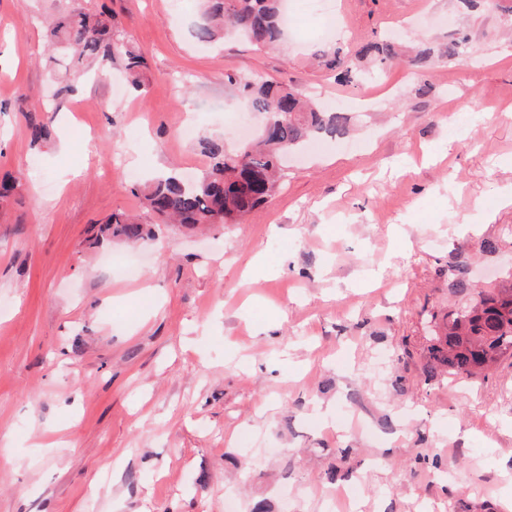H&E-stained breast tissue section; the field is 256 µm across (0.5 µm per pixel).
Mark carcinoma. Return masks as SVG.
Wrapping results in <instances>:
<instances>
[{"mask_svg": "<svg viewBox=\"0 0 512 512\" xmlns=\"http://www.w3.org/2000/svg\"><path fill=\"white\" fill-rule=\"evenodd\" d=\"M203 7L194 35L201 43L218 44L234 32L259 49L276 45L283 36L282 0H202ZM50 57L64 75L54 79V97L70 94L74 83L87 75L94 62H120L129 85L142 86L144 57L124 44L110 24L84 11L55 17L46 29ZM393 35L365 43L359 55L382 60L396 55ZM473 46L467 37L451 42L449 57H467ZM316 56L322 65L336 72V79L351 82L355 68L332 41L324 43ZM238 96L251 111L265 115L261 136L229 153L224 137L202 141L209 166L188 182L174 172L164 173L137 186V195L150 224L139 217L118 212L105 222L104 231L114 238L137 242L156 236L159 224H181L188 229L199 225L238 224L265 203L282 177V158L306 146L311 138H336L348 132L344 112L320 108L298 92L259 77L229 75ZM31 143L51 137L43 113H25ZM448 285L464 302L450 319L435 324V343L429 349L428 367L443 366L448 376L466 381L486 373L505 359H512V282L480 288L457 277L448 267Z\"/></svg>", "mask_w": 512, "mask_h": 512, "instance_id": "carcinoma-1", "label": "carcinoma"}]
</instances>
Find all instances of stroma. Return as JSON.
Segmentation results:
<instances>
[{
    "instance_id": "stroma-1",
    "label": "stroma",
    "mask_w": 512,
    "mask_h": 512,
    "mask_svg": "<svg viewBox=\"0 0 512 512\" xmlns=\"http://www.w3.org/2000/svg\"><path fill=\"white\" fill-rule=\"evenodd\" d=\"M332 3L343 51L399 28L400 57L318 69L310 0L274 50L202 45L197 0H0V180L25 178L0 203V512H512V359L427 369L449 266L512 279V0ZM73 8L145 57L144 86L78 82L36 148L45 21ZM459 32L465 61L412 65ZM231 75L349 103V132L243 223L96 241L145 176L206 166L200 136L260 126ZM42 112H48L46 110L37 112H26L25 119L28 123L29 134L31 143L39 144L47 141L51 137V129L49 123L45 120Z\"/></svg>"
}]
</instances>
